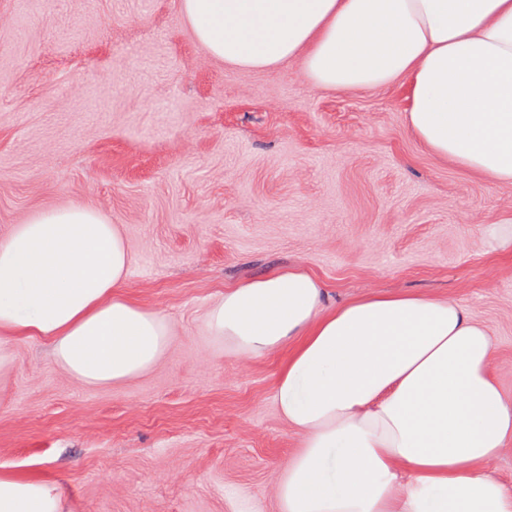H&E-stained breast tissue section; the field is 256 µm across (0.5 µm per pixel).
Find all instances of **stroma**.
I'll list each match as a JSON object with an SVG mask.
<instances>
[{"label": "stroma", "mask_w": 512, "mask_h": 512, "mask_svg": "<svg viewBox=\"0 0 512 512\" xmlns=\"http://www.w3.org/2000/svg\"><path fill=\"white\" fill-rule=\"evenodd\" d=\"M407 90L315 87L300 60L245 73L209 55L176 0H0V238L70 203L128 245L127 294L167 317L164 360L85 387L39 338L0 376V466L53 480L74 512H279L299 438L273 396L279 356L203 331L233 286L279 269L327 305L371 292L450 298L488 329L512 396V219L492 184L423 148Z\"/></svg>", "instance_id": "1"}]
</instances>
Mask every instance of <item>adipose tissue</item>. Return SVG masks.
Segmentation results:
<instances>
[{
  "mask_svg": "<svg viewBox=\"0 0 512 512\" xmlns=\"http://www.w3.org/2000/svg\"><path fill=\"white\" fill-rule=\"evenodd\" d=\"M209 54L243 71L302 58L315 86L407 88L406 123L435 157L512 184V0H179ZM118 225L80 204L0 239V374L9 340L48 341L89 387L137 379L173 328L125 293ZM204 332L226 353L277 352L274 399L300 439L280 512H512L489 471L512 441V397L486 327L457 302L371 293L324 306L321 282L278 270L225 288ZM0 512H70L47 479L0 470Z\"/></svg>",
  "mask_w": 512,
  "mask_h": 512,
  "instance_id": "adipose-tissue-1",
  "label": "adipose tissue"
}]
</instances>
